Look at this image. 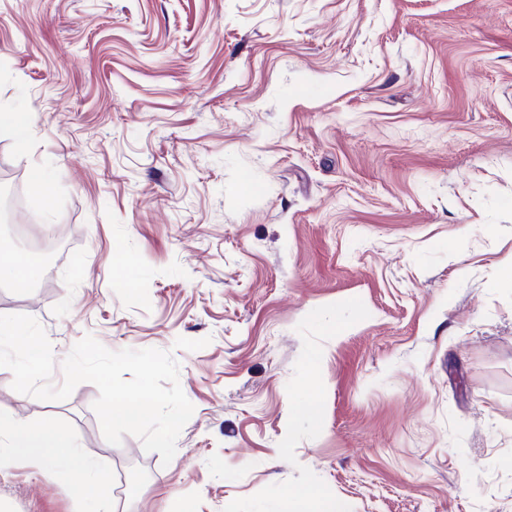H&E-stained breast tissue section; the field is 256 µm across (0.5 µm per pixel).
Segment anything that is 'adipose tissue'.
Returning a JSON list of instances; mask_svg holds the SVG:
<instances>
[{"label": "adipose tissue", "mask_w": 512, "mask_h": 512, "mask_svg": "<svg viewBox=\"0 0 512 512\" xmlns=\"http://www.w3.org/2000/svg\"><path fill=\"white\" fill-rule=\"evenodd\" d=\"M17 458L40 464H63L79 476L78 491L98 500L111 496V482L105 471L95 468L78 452L74 437L46 424L9 421L0 424V469Z\"/></svg>", "instance_id": "obj_1"}]
</instances>
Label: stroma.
Wrapping results in <instances>:
<instances>
[{"mask_svg":"<svg viewBox=\"0 0 512 512\" xmlns=\"http://www.w3.org/2000/svg\"><path fill=\"white\" fill-rule=\"evenodd\" d=\"M0 175L26 252L0 315L158 348L194 406L170 464L90 383L12 388L112 478L0 470V512H512V0H0ZM284 512H350L338 498H329L314 489L291 490L285 495Z\"/></svg>","mask_w":512,"mask_h":512,"instance_id":"stroma-1","label":"stroma"}]
</instances>
